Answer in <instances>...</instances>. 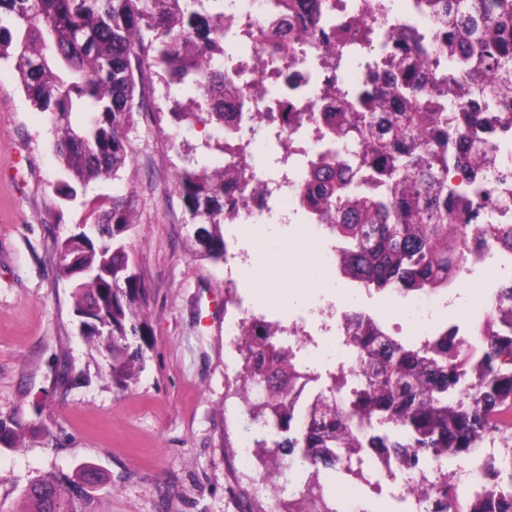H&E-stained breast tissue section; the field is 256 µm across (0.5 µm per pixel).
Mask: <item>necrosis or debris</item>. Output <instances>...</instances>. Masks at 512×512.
<instances>
[{
	"label": "necrosis or debris",
	"instance_id": "1",
	"mask_svg": "<svg viewBox=\"0 0 512 512\" xmlns=\"http://www.w3.org/2000/svg\"><path fill=\"white\" fill-rule=\"evenodd\" d=\"M224 2V142L243 149L249 166L247 181L233 191L232 219L224 225V282L233 313L224 332L238 339L243 327L269 323L268 309L245 301L238 292L240 273L252 255L245 246L249 228L277 222L301 224L315 246L322 279L307 284L311 297L301 314L289 317L288 345L301 373L310 376L308 392L319 389L323 370L344 375L340 398L353 397L360 371L350 337L358 323L376 320L370 307L373 290L362 279L346 280L338 266L337 243L324 221L302 200V189L313 165L332 146L328 129L341 111V89L355 85L366 91L375 76L393 68L398 39H414L420 48L433 43L436 25L427 0H339L332 12L317 10L315 0H223ZM382 21L371 44L352 47V28ZM291 46L278 58L271 41ZM497 157V171L486 189L499 196L512 192V133L501 127L502 113H488ZM464 277L483 304L462 315L463 296L449 290L424 301L392 297L395 306L409 310L401 321L383 323L387 335L407 345H425L447 333L462 344L486 343L487 303L503 283H512V249L492 240L470 242ZM497 434H490L479 453L460 459L451 455L419 461L403 469L394 456L362 454L365 479L352 481L350 493L337 497V512H366L375 483L389 485L385 512H426V488L447 476L459 498L476 487L498 482L491 463L501 453Z\"/></svg>",
	"mask_w": 512,
	"mask_h": 512
}]
</instances>
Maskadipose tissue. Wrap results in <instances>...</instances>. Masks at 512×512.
Segmentation results:
<instances>
[{
	"label": "adipose tissue",
	"instance_id": "adipose-tissue-1",
	"mask_svg": "<svg viewBox=\"0 0 512 512\" xmlns=\"http://www.w3.org/2000/svg\"><path fill=\"white\" fill-rule=\"evenodd\" d=\"M312 273L311 255L304 243L292 246L287 237L262 229L254 238V261L244 269L242 278L270 304L301 306L306 296L298 284Z\"/></svg>",
	"mask_w": 512,
	"mask_h": 512
}]
</instances>
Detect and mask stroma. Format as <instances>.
I'll list each match as a JSON object with an SVG mask.
<instances>
[{
    "label": "stroma",
    "instance_id": "stroma-1",
    "mask_svg": "<svg viewBox=\"0 0 512 512\" xmlns=\"http://www.w3.org/2000/svg\"><path fill=\"white\" fill-rule=\"evenodd\" d=\"M210 129L135 115V160L121 184L137 222L127 238L146 289L145 362L116 387L96 338L78 333L70 283L55 247L87 220L111 183L84 203L56 190L46 113L27 101L12 64L0 62V416L21 447L0 444V512H20L34 479L94 464L106 481L95 512H273L238 465L243 419L235 348L224 334V265L194 255L189 216L174 191V144L198 147Z\"/></svg>",
    "mask_w": 512,
    "mask_h": 512
}]
</instances>
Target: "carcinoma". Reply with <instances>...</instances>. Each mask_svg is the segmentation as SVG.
Segmentation results:
<instances>
[{"label": "carcinoma", "mask_w": 512, "mask_h": 512, "mask_svg": "<svg viewBox=\"0 0 512 512\" xmlns=\"http://www.w3.org/2000/svg\"><path fill=\"white\" fill-rule=\"evenodd\" d=\"M440 28L432 55L443 60L440 79L416 68L414 41L398 45L394 71L377 78L381 94L347 98L333 133L346 151L328 152L303 190L326 216L341 243L346 271L368 278L378 292L428 293L460 276L469 238L451 234L455 211L478 215L487 198L484 178L496 167L485 114L512 113V0H430ZM0 0V61H11L31 104L49 114L58 191L68 200L99 180L121 179L133 161L128 128L144 111L137 93L145 73L162 71L163 97L173 125L211 127L221 156L201 162L188 144L176 149L173 186L185 209L204 225L197 253L224 261L225 188L244 178L239 162L224 165V106L204 97L224 94V13L217 0ZM190 89L198 97L181 102ZM461 174L465 190L448 186ZM86 242L56 248L61 277L74 266L95 273L73 285L75 312L94 320L86 334L102 339L113 383L121 388L140 371L144 335L139 303L146 290L124 240L136 224L133 194L115 190L93 220ZM477 233L512 248V224L476 223ZM487 323L502 325L481 350H464L454 336L406 347L371 321L351 337L363 361L361 387L351 407L319 392L296 407L304 375L273 325L245 328L250 351L267 367L241 373L248 419L264 432L255 440L271 474L298 460L294 494L307 512H336L319 469L338 463L364 477L359 454L394 453L410 468L423 458L470 455L496 430L506 451L494 461L512 487V285L504 286ZM476 374L473 388L464 373ZM83 467L33 480L20 512H90L94 499L76 488ZM427 512H512V493L480 489L460 503L441 483Z\"/></svg>", "instance_id": "1"}]
</instances>
